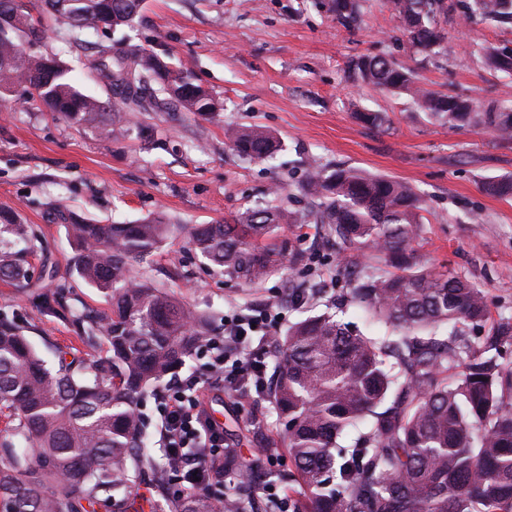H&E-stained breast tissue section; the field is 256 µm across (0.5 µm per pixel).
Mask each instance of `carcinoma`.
Listing matches in <instances>:
<instances>
[{"mask_svg":"<svg viewBox=\"0 0 512 512\" xmlns=\"http://www.w3.org/2000/svg\"><path fill=\"white\" fill-rule=\"evenodd\" d=\"M412 45L428 57L444 40L439 18L455 0H390ZM143 0H0V95L28 91L45 111L82 125L95 123L110 140L142 112L164 109L207 116L213 97L175 70L161 53L124 37L88 44V29L133 27ZM344 26L359 19V0H330ZM48 13L65 25L64 45L84 53L85 68L109 81L103 100L68 78L60 55L43 52ZM466 16L512 23V0H471ZM484 64L512 75V49L481 47ZM348 76L363 85L403 93L417 111L455 128L480 127L512 139V104L483 112L460 95L432 92L413 70L384 56H361ZM371 128L381 112L360 111ZM232 149L263 160L275 138L254 124L228 131ZM488 194L512 199V176L483 183ZM310 199L299 214L271 199L232 224H168L153 216L99 224L60 214L76 247L74 270L111 295L112 314L82 316V341L103 339L111 356L87 366L61 356L50 368L27 337L0 321V413L10 434L0 442V506L4 512H131L132 488L148 479L160 492L153 512H246L257 474L252 467L212 462L204 480L165 495L172 467L144 443L140 397L182 366L212 337L207 316L135 271L172 232L224 275L246 284L284 271L265 244L275 229L320 224L353 250L370 249L392 272L352 288L357 305L394 335L376 340L331 314L288 328L274 346L273 377L264 390L284 421L280 443L296 475L285 486L294 512H512V365L499 350L512 344V321L492 319L482 289L466 277L420 263L422 200L408 183L353 167L307 164L301 186ZM15 241L27 225L0 210V233ZM0 279L28 282L23 251L0 249ZM487 328L473 344L467 330ZM365 425L352 447L338 439Z\"/></svg>","mask_w":512,"mask_h":512,"instance_id":"obj_1","label":"carcinoma"}]
</instances>
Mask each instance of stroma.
Instances as JSON below:
<instances>
[{
    "label": "stroma",
    "mask_w": 512,
    "mask_h": 512,
    "mask_svg": "<svg viewBox=\"0 0 512 512\" xmlns=\"http://www.w3.org/2000/svg\"><path fill=\"white\" fill-rule=\"evenodd\" d=\"M60 26L48 20L46 49L62 52L81 90L106 97V80L89 75L78 53H63ZM444 28L441 48L426 58L404 36L388 0H360V23L351 31L321 0H144L130 37L168 54L172 64H188L194 82L222 109L209 117L147 112L142 120L151 136L133 128L106 141L93 125L75 127L45 112L24 90L0 96V208L28 226L30 277L26 288L0 280V318L28 337L48 367L56 366L59 347L88 361L108 358L106 344L81 342L77 318L109 315L110 297L75 273V250L55 209L102 223L160 214L171 224H212L263 203L278 184L282 204L301 213V185L314 158L409 183L422 199V261L465 276L483 289L493 319H512V200L481 189L484 179L512 175V142L480 128L448 127L416 111L408 96L353 83L346 71L353 58L382 55L413 68L430 90L471 97L482 109L501 103L512 78L487 69L480 48L512 49V28L466 19L461 8ZM359 109L386 113V127L361 125ZM240 123L274 133L280 150L262 162L239 158L227 131ZM269 245L286 259L303 253L306 262L246 285L175 235L138 268L206 312L218 337L226 315L259 305L280 312L286 327L333 312L366 336L387 335L357 305L336 307L350 280L346 253L321 225L278 230ZM208 360L198 349L179 378L202 375L203 404L223 425L225 442L238 449L242 464L272 474L281 486L294 471L291 460L283 450L273 460L266 455L281 421L258 393L246 397L205 380ZM258 419L262 441L250 432Z\"/></svg>",
    "instance_id": "stroma-1"
}]
</instances>
